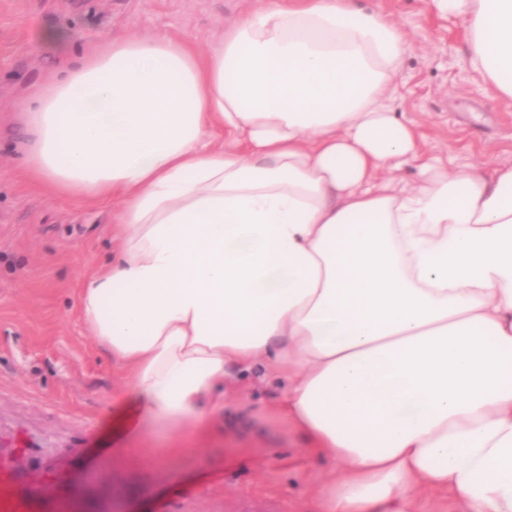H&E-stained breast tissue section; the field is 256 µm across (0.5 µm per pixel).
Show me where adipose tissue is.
<instances>
[{
	"instance_id": "obj_1",
	"label": "adipose tissue",
	"mask_w": 512,
	"mask_h": 512,
	"mask_svg": "<svg viewBox=\"0 0 512 512\" xmlns=\"http://www.w3.org/2000/svg\"><path fill=\"white\" fill-rule=\"evenodd\" d=\"M433 4L512 101V0ZM41 39L64 61L20 106L24 170L120 202L80 308L144 416L219 414L228 368L267 361L345 469L320 512H416L424 486L512 512V166L421 152L390 106L408 44L388 16L257 0L202 54L164 34L75 58L64 31Z\"/></svg>"
}]
</instances>
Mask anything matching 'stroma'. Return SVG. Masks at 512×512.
Wrapping results in <instances>:
<instances>
[{
	"label": "stroma",
	"instance_id": "stroma-1",
	"mask_svg": "<svg viewBox=\"0 0 512 512\" xmlns=\"http://www.w3.org/2000/svg\"><path fill=\"white\" fill-rule=\"evenodd\" d=\"M408 36L392 110L449 170L512 165V102L466 64L463 21L430 0H361ZM255 0H0V440L23 431L30 476L44 459L74 492L64 512H317L335 472L283 409L288 379L257 363L224 379V411L192 428L131 417L129 374L82 318L83 280L118 249L114 203L62 199L26 182L15 104L56 54L158 33L205 51Z\"/></svg>",
	"mask_w": 512,
	"mask_h": 512
}]
</instances>
